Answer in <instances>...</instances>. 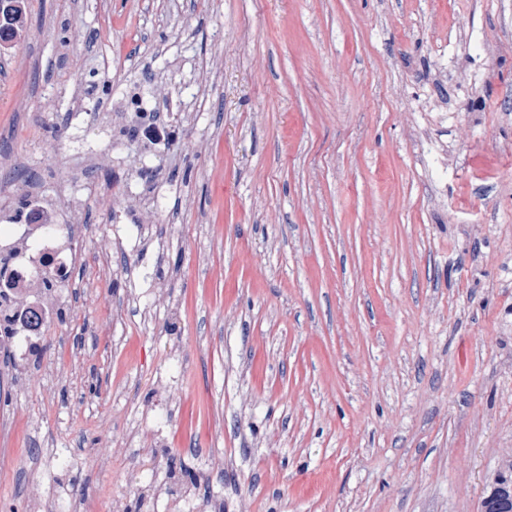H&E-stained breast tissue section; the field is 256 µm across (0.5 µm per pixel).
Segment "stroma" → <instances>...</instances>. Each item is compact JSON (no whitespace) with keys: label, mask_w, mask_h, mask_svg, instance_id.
<instances>
[{"label":"stroma","mask_w":512,"mask_h":512,"mask_svg":"<svg viewBox=\"0 0 512 512\" xmlns=\"http://www.w3.org/2000/svg\"><path fill=\"white\" fill-rule=\"evenodd\" d=\"M131 90L190 135L123 137ZM1 156L0 225L96 232L45 346L0 345V512H483L512 0H25Z\"/></svg>","instance_id":"35a3bbf8"}]
</instances>
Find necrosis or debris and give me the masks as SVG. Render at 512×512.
<instances>
[{
	"label": "necrosis or debris",
	"mask_w": 512,
	"mask_h": 512,
	"mask_svg": "<svg viewBox=\"0 0 512 512\" xmlns=\"http://www.w3.org/2000/svg\"><path fill=\"white\" fill-rule=\"evenodd\" d=\"M6 259L0 263V294L10 296L6 315L11 344L25 349L58 319L59 301L44 289L46 279L69 282L76 246L70 225L36 205L27 223L6 225L0 232Z\"/></svg>",
	"instance_id": "4bbe7bcc"
}]
</instances>
